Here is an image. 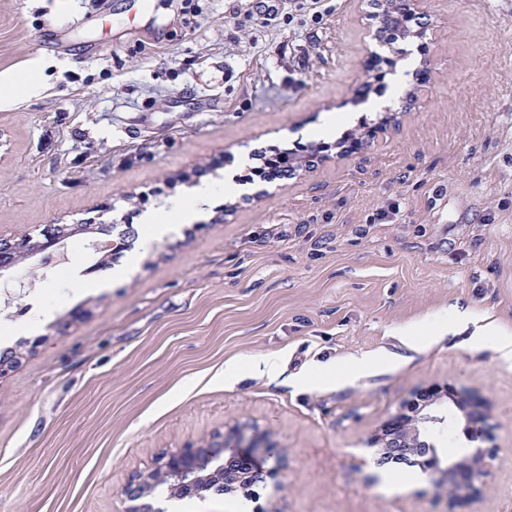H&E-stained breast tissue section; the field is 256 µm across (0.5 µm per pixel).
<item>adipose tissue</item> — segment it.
<instances>
[{
	"instance_id": "adipose-tissue-1",
	"label": "adipose tissue",
	"mask_w": 512,
	"mask_h": 512,
	"mask_svg": "<svg viewBox=\"0 0 512 512\" xmlns=\"http://www.w3.org/2000/svg\"><path fill=\"white\" fill-rule=\"evenodd\" d=\"M215 186L206 184L198 191L197 199H172L169 206L161 212L146 217L147 224L144 234L139 241L143 250L151 249L154 242L174 231L177 224L191 219L195 213L198 199L212 197L216 194ZM374 359L368 357H354L342 365L333 367H317L303 373L290 376L286 373V355L277 353L272 355L252 357L247 360H233L224 365V382L236 381L239 377L250 376L276 385H292L299 387H317L335 382L337 375L356 376L373 367Z\"/></svg>"
}]
</instances>
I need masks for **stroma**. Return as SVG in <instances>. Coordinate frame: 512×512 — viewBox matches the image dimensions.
<instances>
[{
	"mask_svg": "<svg viewBox=\"0 0 512 512\" xmlns=\"http://www.w3.org/2000/svg\"><path fill=\"white\" fill-rule=\"evenodd\" d=\"M181 3L0 0V78L34 65L43 85L0 106V238L105 210L132 246L146 213L218 189L110 288L18 269L33 286L0 323L36 298L52 313L0 346L15 356L0 376V512H127L133 477L238 423L269 473L260 499L207 492L194 512H512V365L464 333L400 338L454 305L512 329V0H425L436 32L382 78L367 63L393 52L371 0H278L269 20L257 0ZM396 81L408 111L365 112ZM327 112L352 119L310 140ZM351 138L360 148L339 152ZM299 142L321 149L316 168L242 182L255 150ZM281 351L292 372L395 362L307 391L210 382ZM430 388L489 416L483 497L450 500L419 468L375 462L385 424Z\"/></svg>",
	"mask_w": 512,
	"mask_h": 512,
	"instance_id": "obj_1",
	"label": "stroma"
}]
</instances>
